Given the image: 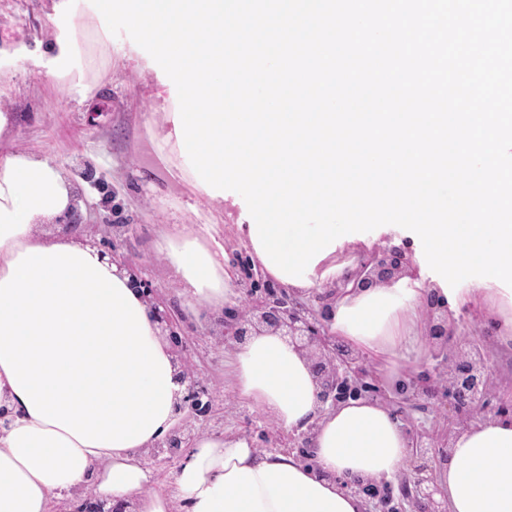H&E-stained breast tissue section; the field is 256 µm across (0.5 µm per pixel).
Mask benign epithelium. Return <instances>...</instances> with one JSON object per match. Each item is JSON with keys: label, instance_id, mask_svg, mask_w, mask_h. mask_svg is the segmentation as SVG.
<instances>
[{"label": "benign epithelium", "instance_id": "obj_1", "mask_svg": "<svg viewBox=\"0 0 512 512\" xmlns=\"http://www.w3.org/2000/svg\"><path fill=\"white\" fill-rule=\"evenodd\" d=\"M402 269V254L385 252L375 259L367 271L366 280L388 282ZM324 296L316 294L301 300L284 289L268 290L263 300H251L231 321H224L222 343H242L251 336L268 331L285 338L296 349L308 354L310 368L318 387L321 406H336L350 394L358 392L357 383L367 375L366 365L359 355L343 341L332 336L319 317L316 306ZM430 324L428 339L435 342L434 357L445 356L439 382L448 395L447 440H452L455 428L480 420L488 415L501 416L507 407L495 404L489 357L484 351L485 341L475 337L457 336L448 326V320L436 317L434 308L427 309ZM176 382L184 386L182 397L176 401L175 413L205 418L213 412V397L183 363L175 359ZM196 426L182 425L168 435L164 445L180 448L189 445ZM414 476L400 485L401 495L412 503L415 512H448L447 497L435 498L437 466L448 459L451 444L436 453L434 438L423 432L411 437Z\"/></svg>", "mask_w": 512, "mask_h": 512}]
</instances>
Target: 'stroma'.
<instances>
[{
  "mask_svg": "<svg viewBox=\"0 0 512 512\" xmlns=\"http://www.w3.org/2000/svg\"><path fill=\"white\" fill-rule=\"evenodd\" d=\"M54 2L0 0V86L9 92L0 108L15 115L9 136L0 139V155L20 149L55 164L73 184L78 214L42 225V232H62L114 252L141 270L175 315L189 366L224 407L223 419L200 426V433L237 434L256 448L281 450L273 419L239 399L230 386L232 349L215 346L222 322L191 305L187 285L167 256L170 241L182 235L222 245L232 286L244 292L245 271L253 262L239 228V209L208 203L190 190L175 163L162 161L165 115L176 111L178 96L172 91L157 97L167 76L127 33L86 34L84 47L97 62L101 84L93 97L77 101L68 86L45 74L37 44L55 32L49 20ZM476 284L472 277L452 287V294L467 303L449 312L448 321L458 335L485 337L493 378L507 401L512 399V348L497 343L496 325L472 303ZM435 366L427 353L399 379L375 373L370 381L379 402L397 419L410 416L419 427L441 433L448 423V400L435 387ZM415 397L426 404V411H411ZM185 455L182 448H150L140 463L156 484L168 485Z\"/></svg>",
  "mask_w": 512,
  "mask_h": 512,
  "instance_id": "1",
  "label": "stroma"
}]
</instances>
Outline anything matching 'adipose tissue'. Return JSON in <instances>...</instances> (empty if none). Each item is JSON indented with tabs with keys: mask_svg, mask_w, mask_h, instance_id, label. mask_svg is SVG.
Returning <instances> with one entry per match:
<instances>
[{
	"mask_svg": "<svg viewBox=\"0 0 512 512\" xmlns=\"http://www.w3.org/2000/svg\"><path fill=\"white\" fill-rule=\"evenodd\" d=\"M87 27L68 21L40 55L82 98L99 88L93 60L82 56ZM75 205L72 184L49 161L0 156V512H74L82 486L105 512H365L347 481L394 478L411 457L408 437L380 402L321 408L307 357L271 332L237 346L234 389L285 431L311 427L315 465L257 450L243 436L204 435L172 486L149 489L139 455L176 421L174 354L126 273L64 234L36 232ZM369 246L343 242L348 258L327 255L302 291L339 283L331 333L381 369L404 372L423 351L425 296L441 286L422 288L420 270L409 266L390 282L353 287L352 256ZM171 261L197 303L234 304L223 248L176 239ZM436 483L448 512H512V418L490 415L460 429Z\"/></svg>",
	"mask_w": 512,
	"mask_h": 512,
	"instance_id": "ef3b65f1",
	"label": "adipose tissue"
}]
</instances>
